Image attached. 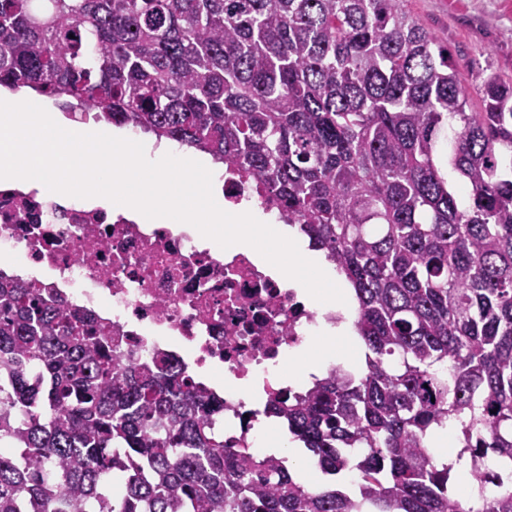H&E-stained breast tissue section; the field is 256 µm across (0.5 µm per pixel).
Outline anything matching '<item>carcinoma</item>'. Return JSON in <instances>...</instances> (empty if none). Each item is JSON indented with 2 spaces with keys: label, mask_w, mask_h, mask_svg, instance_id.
Wrapping results in <instances>:
<instances>
[{
  "label": "carcinoma",
  "mask_w": 512,
  "mask_h": 512,
  "mask_svg": "<svg viewBox=\"0 0 512 512\" xmlns=\"http://www.w3.org/2000/svg\"><path fill=\"white\" fill-rule=\"evenodd\" d=\"M0 87L209 154L352 288L366 368L266 414L328 475L234 452L224 401L124 370L84 314L0 284V512H512V82L470 110L406 0H0ZM460 421L480 497L432 431ZM452 474L454 477L456 487L463 496H467L469 494H472V495L477 494L476 486L473 484L472 478L469 474L468 468L464 461H461L460 463H454V466L452 469ZM453 489L456 494L454 496L457 499L461 500L463 503H470L463 496H460L457 493L454 485H453Z\"/></svg>",
  "instance_id": "cac0c4a2"
}]
</instances>
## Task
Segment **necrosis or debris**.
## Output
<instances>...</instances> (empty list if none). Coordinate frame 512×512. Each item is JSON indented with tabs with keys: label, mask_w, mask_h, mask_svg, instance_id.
Returning <instances> with one entry per match:
<instances>
[{
	"label": "necrosis or debris",
	"mask_w": 512,
	"mask_h": 512,
	"mask_svg": "<svg viewBox=\"0 0 512 512\" xmlns=\"http://www.w3.org/2000/svg\"><path fill=\"white\" fill-rule=\"evenodd\" d=\"M195 239L172 224L0 185L6 276L86 313L111 336L120 366L168 354L193 383L222 394L216 425L254 455L259 404L277 389L272 375L289 352L308 343L318 311L251 249Z\"/></svg>",
	"instance_id": "1"
}]
</instances>
